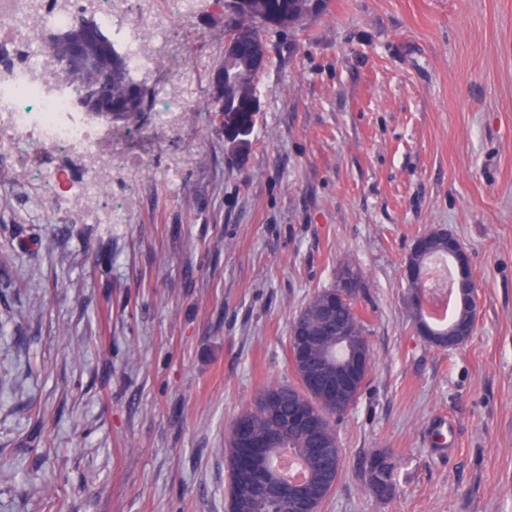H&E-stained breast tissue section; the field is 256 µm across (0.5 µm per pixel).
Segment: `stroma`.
Instances as JSON below:
<instances>
[{
    "label": "stroma",
    "instance_id": "obj_1",
    "mask_svg": "<svg viewBox=\"0 0 512 512\" xmlns=\"http://www.w3.org/2000/svg\"><path fill=\"white\" fill-rule=\"evenodd\" d=\"M224 16L200 0L172 27L176 136H151V107L102 125L129 158L184 160L102 196L130 223L46 214L28 161H0V512H227L225 430L294 382L291 320L345 264L374 365L320 512H512V0H327L268 34L239 134L208 110ZM433 228L476 280L452 350L417 332L403 275ZM378 450L388 501L364 482ZM394 467L392 457L385 452L373 453L367 463L366 483L372 493L382 500L390 499L394 495Z\"/></svg>",
    "mask_w": 512,
    "mask_h": 512
}]
</instances>
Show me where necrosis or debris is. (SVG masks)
Returning <instances> with one entry per match:
<instances>
[{"mask_svg":"<svg viewBox=\"0 0 512 512\" xmlns=\"http://www.w3.org/2000/svg\"><path fill=\"white\" fill-rule=\"evenodd\" d=\"M0 0V48H13L8 61L11 76L0 80V152L36 162L37 176L50 208L73 202L76 195L98 198L112 186L113 174L126 168L152 175L151 164L126 159L122 149L102 140L101 118L74 107L78 87L57 88L47 70L43 36L47 30L67 29L86 15L112 36L124 54L130 73L145 83L161 103L155 114L160 127H175L187 112V97H170L151 76L171 46L170 30L189 20L195 0ZM62 155L79 157L84 172L72 188Z\"/></svg>","mask_w":512,"mask_h":512,"instance_id":"necrosis-or-debris-1","label":"necrosis or debris"}]
</instances>
